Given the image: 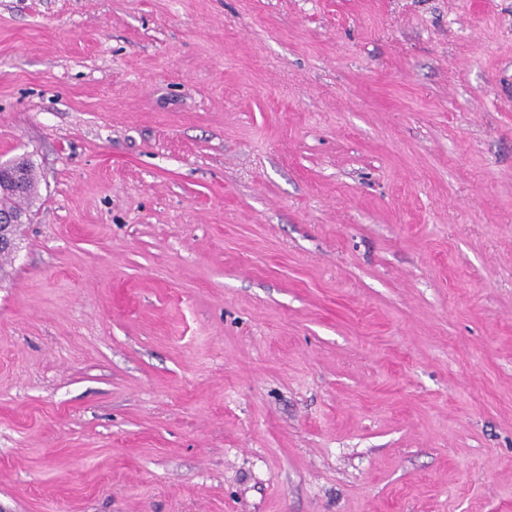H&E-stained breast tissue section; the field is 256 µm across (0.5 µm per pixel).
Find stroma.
I'll use <instances>...</instances> for the list:
<instances>
[{"mask_svg": "<svg viewBox=\"0 0 512 512\" xmlns=\"http://www.w3.org/2000/svg\"><path fill=\"white\" fill-rule=\"evenodd\" d=\"M0 512H512V0H0ZM16 162L22 173L20 182L12 188L17 180L18 174L10 169L9 163H0V190L7 188L0 192V249H14L15 242L13 238V227L16 224H27L28 220L26 214H6L24 209L18 205L19 200H24L29 197H34L36 194L35 175L33 162L27 156L17 157ZM2 186H1V176ZM6 214V215H4Z\"/></svg>", "mask_w": 512, "mask_h": 512, "instance_id": "35a3bbf8", "label": "stroma"}]
</instances>
